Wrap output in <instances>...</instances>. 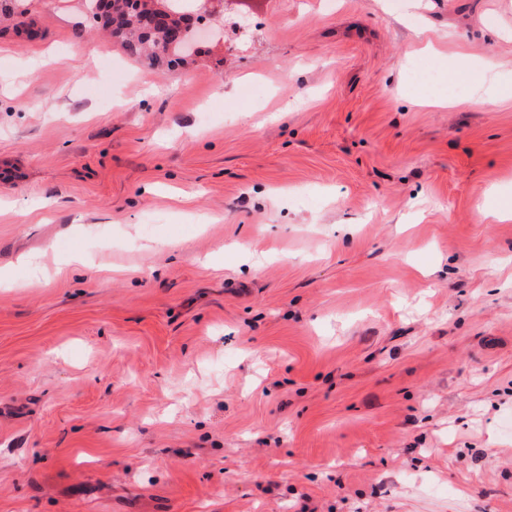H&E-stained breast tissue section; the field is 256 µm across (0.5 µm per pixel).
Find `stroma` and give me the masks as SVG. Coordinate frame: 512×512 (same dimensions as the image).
I'll return each mask as SVG.
<instances>
[{"instance_id": "1", "label": "stroma", "mask_w": 512, "mask_h": 512, "mask_svg": "<svg viewBox=\"0 0 512 512\" xmlns=\"http://www.w3.org/2000/svg\"><path fill=\"white\" fill-rule=\"evenodd\" d=\"M86 2L0 34V512H512V98L424 50L511 83L512 0H222L163 72ZM462 71H468V75L472 77L473 84L469 99L476 109L486 110L499 101L512 97L511 83H503L498 76L474 62L461 65L458 60L449 58L447 61L448 84H454L462 75Z\"/></svg>"}]
</instances>
